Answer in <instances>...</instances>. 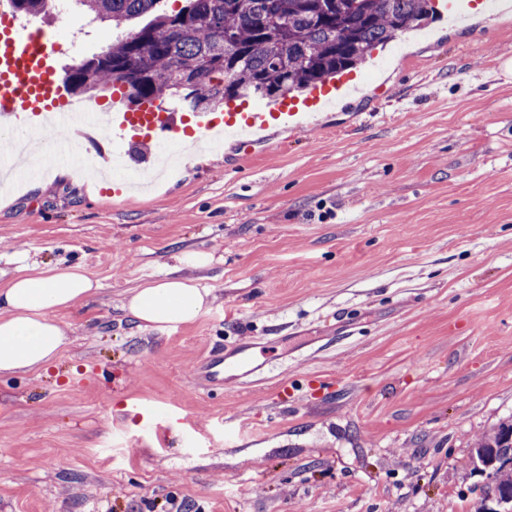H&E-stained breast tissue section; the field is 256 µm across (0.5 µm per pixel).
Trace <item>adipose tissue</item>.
<instances>
[{"instance_id":"obj_1","label":"adipose tissue","mask_w":512,"mask_h":512,"mask_svg":"<svg viewBox=\"0 0 512 512\" xmlns=\"http://www.w3.org/2000/svg\"><path fill=\"white\" fill-rule=\"evenodd\" d=\"M98 287L78 265L20 269L0 287V374L52 364L70 343L54 313L88 300ZM209 295L195 280L170 277L135 288L125 309L140 325L176 327L203 316Z\"/></svg>"}]
</instances>
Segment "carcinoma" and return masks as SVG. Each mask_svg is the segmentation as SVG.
Masks as SVG:
<instances>
[{
  "mask_svg": "<svg viewBox=\"0 0 512 512\" xmlns=\"http://www.w3.org/2000/svg\"><path fill=\"white\" fill-rule=\"evenodd\" d=\"M94 21L115 29L154 12L139 30L65 71L89 92L114 82L132 103L174 102L191 111L245 98L276 100L350 71L378 45L421 27L431 0H186L175 13L161 0H76ZM15 13L53 12L54 0H10ZM486 473L481 512L512 494V423H502L472 451Z\"/></svg>",
  "mask_w": 512,
  "mask_h": 512,
  "instance_id": "obj_1",
  "label": "carcinoma"
}]
</instances>
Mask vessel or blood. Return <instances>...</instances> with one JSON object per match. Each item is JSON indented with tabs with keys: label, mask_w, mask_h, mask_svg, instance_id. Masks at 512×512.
Instances as JSON below:
<instances>
[{
	"label": "vessel or blood",
	"mask_w": 512,
	"mask_h": 512,
	"mask_svg": "<svg viewBox=\"0 0 512 512\" xmlns=\"http://www.w3.org/2000/svg\"><path fill=\"white\" fill-rule=\"evenodd\" d=\"M60 47L54 39L34 38L20 28L0 29V123H26L30 142L39 143L44 125L65 131V138L54 141L55 153L68 156L88 151L87 143L68 137L67 132L85 122L84 113L71 109L68 94L60 83L54 58ZM349 88L346 79L339 78L314 88L304 101L286 98L254 112H198L194 121L203 137L235 131L245 146L263 140L271 130L289 133L314 124L313 112L326 106ZM94 128L100 136L133 144H151L165 138H180L186 150L196 148L188 140L185 128L174 124L165 109L151 107L144 112L113 111L106 119H95ZM233 354L211 352L203 366L206 385L223 384L225 372L239 367Z\"/></svg>",
	"instance_id": "vessel-or-blood-1"
}]
</instances>
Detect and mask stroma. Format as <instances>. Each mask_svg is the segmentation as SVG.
I'll return each mask as SVG.
<instances>
[{
  "instance_id": "obj_1",
  "label": "stroma",
  "mask_w": 512,
  "mask_h": 512,
  "mask_svg": "<svg viewBox=\"0 0 512 512\" xmlns=\"http://www.w3.org/2000/svg\"><path fill=\"white\" fill-rule=\"evenodd\" d=\"M474 2L374 48L318 131L226 141L142 192L67 160L22 176L0 287L33 263L100 287L56 313L53 365L0 376V512H478L471 452L512 422V12ZM13 22L61 68L116 35L75 2ZM171 276L206 314L139 327L126 297ZM246 343L258 372L205 388L207 353Z\"/></svg>"
}]
</instances>
